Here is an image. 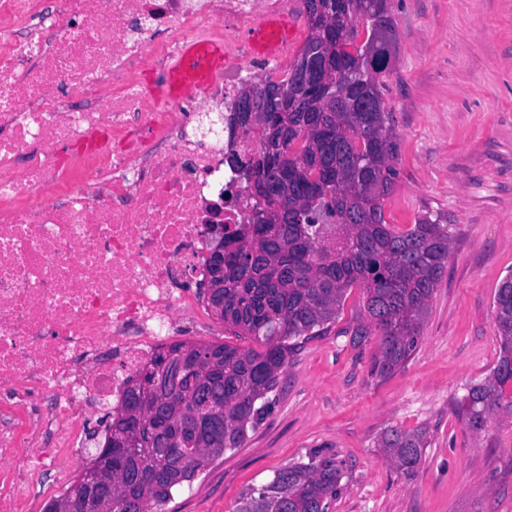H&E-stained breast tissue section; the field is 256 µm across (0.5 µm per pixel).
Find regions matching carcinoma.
Returning a JSON list of instances; mask_svg holds the SVG:
<instances>
[{"instance_id": "1", "label": "carcinoma", "mask_w": 512, "mask_h": 512, "mask_svg": "<svg viewBox=\"0 0 512 512\" xmlns=\"http://www.w3.org/2000/svg\"><path fill=\"white\" fill-rule=\"evenodd\" d=\"M311 18L302 46L317 41L331 49L336 99L323 100L296 75L250 86L265 98L268 112L252 123L259 149L243 166L252 177L280 184L278 206L255 198L252 217L224 227V328L250 336L261 349L226 343L190 346L207 371L180 367L177 353L164 363L157 354L137 376L163 380V390L131 388L124 405L159 409L139 422L112 416L110 512H162L178 490L227 450L243 447L270 403L288 364L292 339L324 333L336 320L347 291L363 288L364 309L379 332L375 365L389 373L404 364L419 342L429 302L442 279L451 251L450 225L424 216L407 229L386 220L381 200L397 177L395 134L380 90L395 48L388 0H302ZM246 92V93H248ZM241 93L234 111L242 115ZM302 100L304 111L281 112L285 101ZM288 122V135L273 128ZM500 358L490 378L473 386L466 401V425L484 428L489 415L512 413V275L494 294ZM224 409V440L198 448L181 445L185 413L206 412L207 399ZM425 436L393 429L382 440L395 469L415 475L422 463ZM342 471L332 460L311 457L293 463L242 495L233 512H327Z\"/></svg>"}]
</instances>
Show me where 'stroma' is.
Listing matches in <instances>:
<instances>
[{
  "label": "stroma",
  "instance_id": "stroma-1",
  "mask_svg": "<svg viewBox=\"0 0 512 512\" xmlns=\"http://www.w3.org/2000/svg\"><path fill=\"white\" fill-rule=\"evenodd\" d=\"M397 39L383 99L399 142L389 222L451 224L445 274L411 358L381 375L377 333L350 289L326 334L291 353L243 447L225 452L165 512H233L242 493L309 456L340 462L329 512H512V414L483 430L463 399L500 353L494 293L512 273V0H388ZM422 431L414 478L381 446Z\"/></svg>",
  "mask_w": 512,
  "mask_h": 512
}]
</instances>
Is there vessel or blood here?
<instances>
[{
  "label": "vessel or blood",
  "instance_id": "1",
  "mask_svg": "<svg viewBox=\"0 0 512 512\" xmlns=\"http://www.w3.org/2000/svg\"><path fill=\"white\" fill-rule=\"evenodd\" d=\"M297 28L294 15L269 17L255 25L249 34L254 53L260 58L280 54ZM225 63L224 47L219 43L188 45L180 63L167 75V96L181 98L193 94L208 79L222 70Z\"/></svg>",
  "mask_w": 512,
  "mask_h": 512
}]
</instances>
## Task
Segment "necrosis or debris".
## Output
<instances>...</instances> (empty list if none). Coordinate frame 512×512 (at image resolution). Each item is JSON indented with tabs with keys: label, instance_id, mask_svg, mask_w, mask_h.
I'll use <instances>...</instances> for the list:
<instances>
[{
	"label": "necrosis or debris",
	"instance_id": "4bbe7bcc",
	"mask_svg": "<svg viewBox=\"0 0 512 512\" xmlns=\"http://www.w3.org/2000/svg\"><path fill=\"white\" fill-rule=\"evenodd\" d=\"M301 0H0V512H23L45 475L64 489L81 413L120 409L131 378L205 330L190 283L207 276L216 225L254 201L230 156L258 147L235 124L249 30ZM230 58L189 98L143 80L187 45ZM103 131L92 151L81 144Z\"/></svg>",
	"mask_w": 512,
	"mask_h": 512
}]
</instances>
